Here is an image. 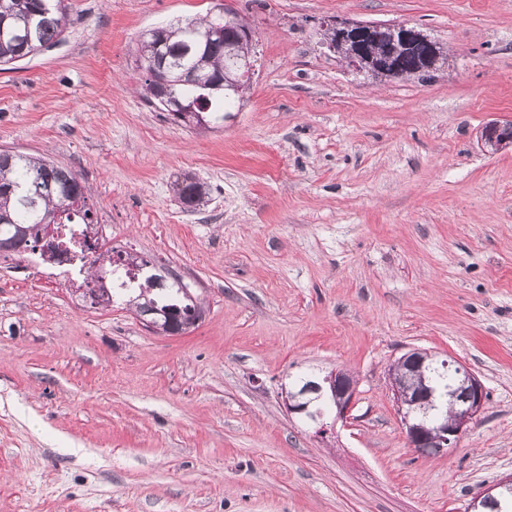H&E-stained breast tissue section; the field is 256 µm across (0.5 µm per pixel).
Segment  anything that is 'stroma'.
I'll use <instances>...</instances> for the list:
<instances>
[{"mask_svg": "<svg viewBox=\"0 0 512 512\" xmlns=\"http://www.w3.org/2000/svg\"><path fill=\"white\" fill-rule=\"evenodd\" d=\"M54 48L0 66V151L79 174L112 247L205 302L184 335L81 279L0 253V512H465L512 475V0H68ZM245 16L238 111L189 129L140 92L135 48L179 19ZM329 19L409 22L448 52L375 81L321 45ZM206 182L204 207L172 194ZM488 394L455 448L408 444L389 369L412 349ZM343 368L326 437L281 395ZM478 142L485 152L499 153L512 148V126L500 122H490L478 132ZM172 189L184 209L195 211L208 197V186L190 174H184L176 178Z\"/></svg>", "mask_w": 512, "mask_h": 512, "instance_id": "stroma-1", "label": "stroma"}]
</instances>
